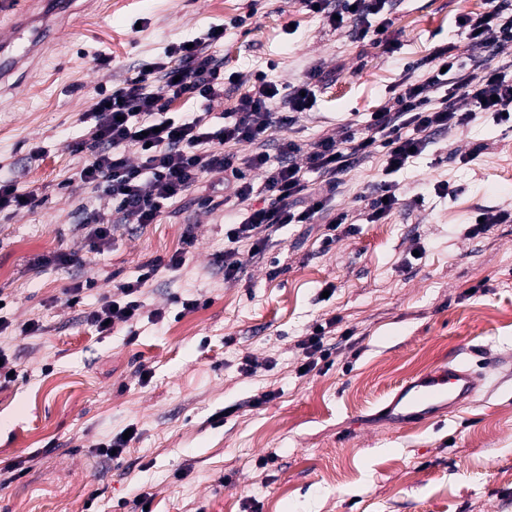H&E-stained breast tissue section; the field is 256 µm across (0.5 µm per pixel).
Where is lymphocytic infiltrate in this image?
Returning a JSON list of instances; mask_svg holds the SVG:
<instances>
[{"instance_id":"f902f5d3","label":"lymphocytic infiltrate","mask_w":512,"mask_h":512,"mask_svg":"<svg viewBox=\"0 0 512 512\" xmlns=\"http://www.w3.org/2000/svg\"><path fill=\"white\" fill-rule=\"evenodd\" d=\"M301 2L306 10L324 14L334 29L354 28L362 39L390 25L388 0H339L334 7L329 0ZM461 28L473 49L468 63L455 62L448 50H440L428 77H405L393 106L373 112L365 131L349 126L342 138L322 137L306 150L294 140H282L281 159L272 166L265 149L269 132L296 124L314 108L319 72L311 70L285 94L277 84L260 80L240 97L217 131L208 109L179 120L168 118L175 102L211 103L224 95V65L211 51L224 34L210 27L193 43L171 44L164 59L139 65L116 88L97 90L92 111L80 118L86 132L75 144L76 152L89 155L80 179L98 197L108 199L122 219L151 224L166 203L186 196L204 179L224 177L233 185L240 213L238 222L224 227L227 247L218 258L228 279L242 268L236 252L242 240H252L259 254L284 227L321 219L329 229L324 242L332 244L348 220L347 214L331 208L339 175L379 148L386 172L398 171L412 151L426 148L432 134L461 129L481 112L512 117V61L499 63L491 57L498 44L512 42V0H486L485 11L465 16ZM447 69L454 73L449 81L443 75ZM130 143L138 146L140 163L124 155ZM229 143L249 144L252 151L244 157L227 153ZM300 154L305 157L301 164L296 161ZM250 170L264 177L269 194L265 207L251 204L253 186L246 179ZM310 172L320 175V183L307 181ZM157 273L156 264L142 265L135 280L119 284L118 298L103 301L87 314V323L104 333L109 326L137 322L142 290Z\"/></svg>"}]
</instances>
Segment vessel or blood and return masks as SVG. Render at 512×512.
<instances>
[{
  "instance_id": "b4317fda",
  "label": "vessel or blood",
  "mask_w": 512,
  "mask_h": 512,
  "mask_svg": "<svg viewBox=\"0 0 512 512\" xmlns=\"http://www.w3.org/2000/svg\"><path fill=\"white\" fill-rule=\"evenodd\" d=\"M0 12L11 15V33L0 38V78L14 74L47 38L52 25L38 24L36 17L16 11L13 0H0ZM483 376L464 361L449 357L439 368L406 380L379 409L380 417L403 427L436 419L442 410H455L475 398Z\"/></svg>"
}]
</instances>
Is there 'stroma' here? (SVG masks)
<instances>
[{
	"mask_svg": "<svg viewBox=\"0 0 512 512\" xmlns=\"http://www.w3.org/2000/svg\"><path fill=\"white\" fill-rule=\"evenodd\" d=\"M485 8L390 0V52L300 0H76L60 41L0 85V168L40 199L0 212V352L18 374L0 387V468L23 465L0 487V512H512V222L468 232L481 213L512 210V121L478 115L390 175L375 151L340 177L332 207L348 222L331 249L324 224H291L260 256L238 243L231 280L215 265L236 219L222 182L205 179L97 252L78 213L112 211L81 182L73 149L95 87L220 25L213 51L232 80L211 105L214 127L258 76L293 85L321 69L312 112L269 134L277 164L281 139L305 147L391 106L439 48L466 60L459 19ZM387 179L403 202L370 221ZM179 251L189 262L168 270ZM42 256L51 264L38 266ZM148 262L160 269L133 327L101 334L84 322ZM194 298L203 307L183 313ZM333 318L330 366L299 374L298 341ZM29 323L36 332L22 334ZM453 355L483 372L477 397L411 427L377 417L397 385ZM131 426L138 437L120 458L99 455Z\"/></svg>",
	"mask_w": 512,
	"mask_h": 512,
	"instance_id": "35a3bbf8",
	"label": "stroma"
}]
</instances>
